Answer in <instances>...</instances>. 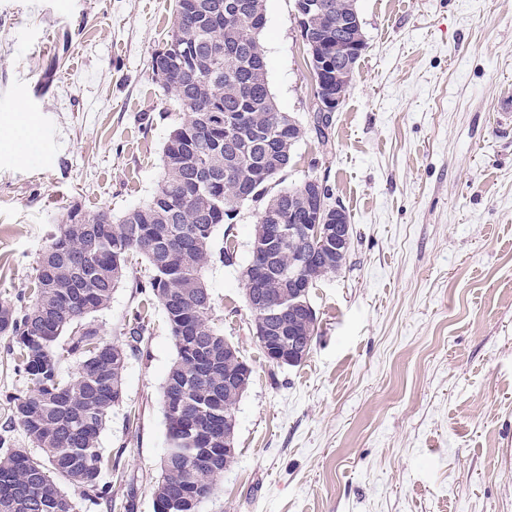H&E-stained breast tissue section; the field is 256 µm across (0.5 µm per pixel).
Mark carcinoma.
Here are the masks:
<instances>
[{"label": "carcinoma", "mask_w": 512, "mask_h": 512, "mask_svg": "<svg viewBox=\"0 0 512 512\" xmlns=\"http://www.w3.org/2000/svg\"><path fill=\"white\" fill-rule=\"evenodd\" d=\"M327 2L329 10L315 13L307 31L329 35L334 43L336 21L349 18L350 36L365 44L355 0ZM263 15V0H174L171 34L152 65L166 71L157 83L179 118L164 143L153 195L107 224L97 211L86 214L85 224L58 225L37 261L31 303L0 304V339L29 384L25 394L7 400L10 423L0 428V447L6 448L0 453V512H75L63 483L87 497H112L104 475L116 467L98 439L122 402L127 360L149 333L146 318L155 302L166 313L176 347L161 393L168 446L154 485L155 512H199L215 496L232 464L224 458V417L234 413L252 375L244 373V362L213 322L204 272L217 259H233L228 245L214 251V234L246 201L262 202L252 254L269 257L267 295L287 291L295 276L305 285L284 317L301 341L296 364L309 357L318 330L310 288L341 270L348 251L309 255L300 234L269 245L273 225L290 224L305 212L312 184L268 191L288 166L301 129L287 122L293 115L278 108L270 89L259 39ZM190 58L195 82L181 75ZM136 254L148 263L139 285L145 304L123 324L124 341L109 342L92 317L109 307ZM71 357L79 368L66 376L63 365ZM230 374L242 378L226 388ZM15 421L47 462L12 447Z\"/></svg>", "instance_id": "obj_1"}]
</instances>
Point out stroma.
<instances>
[{"mask_svg":"<svg viewBox=\"0 0 512 512\" xmlns=\"http://www.w3.org/2000/svg\"><path fill=\"white\" fill-rule=\"evenodd\" d=\"M264 5L269 85L301 127L269 189L324 181L354 236L310 291L312 353L278 366L240 279L259 204L219 226L236 258L205 273L213 319L253 374L200 512H512V0H357L366 47L325 146L296 0ZM171 18L172 0H0V303L28 296L71 208L149 200L174 121L151 71ZM146 266L95 315L105 340ZM150 319L99 436L121 477L108 501L66 487L76 512H154L176 348L160 305Z\"/></svg>","mask_w":512,"mask_h":512,"instance_id":"1","label":"stroma"}]
</instances>
